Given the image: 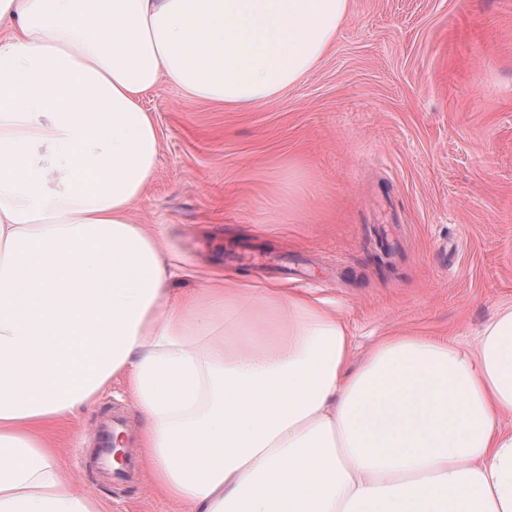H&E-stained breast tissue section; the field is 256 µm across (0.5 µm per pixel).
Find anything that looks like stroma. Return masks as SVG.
I'll return each instance as SVG.
<instances>
[{
  "instance_id": "stroma-1",
  "label": "stroma",
  "mask_w": 512,
  "mask_h": 512,
  "mask_svg": "<svg viewBox=\"0 0 512 512\" xmlns=\"http://www.w3.org/2000/svg\"><path fill=\"white\" fill-rule=\"evenodd\" d=\"M159 163L133 211L186 267L331 300L358 367L385 336L474 347L512 304V0H349L316 69L248 110L144 94ZM144 419L123 383L45 430L108 512H186L148 476L131 489L86 461L99 415Z\"/></svg>"
}]
</instances>
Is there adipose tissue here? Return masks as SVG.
I'll return each mask as SVG.
<instances>
[{"label":"adipose tissue","instance_id":"ef3b65f1","mask_svg":"<svg viewBox=\"0 0 512 512\" xmlns=\"http://www.w3.org/2000/svg\"><path fill=\"white\" fill-rule=\"evenodd\" d=\"M349 0H0V512H106L46 424L127 384L189 512H512V305L477 345L383 340L350 370L327 300L179 267L132 211L144 94L246 109L307 78Z\"/></svg>","mask_w":512,"mask_h":512}]
</instances>
